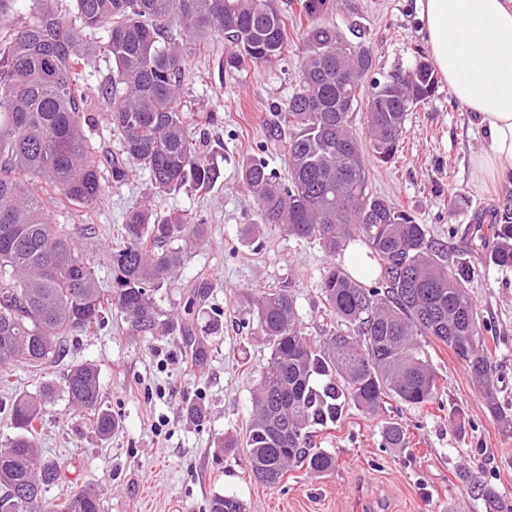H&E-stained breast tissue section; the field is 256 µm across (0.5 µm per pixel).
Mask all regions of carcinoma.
I'll return each mask as SVG.
<instances>
[{
    "instance_id": "cac0c4a2",
    "label": "carcinoma",
    "mask_w": 512,
    "mask_h": 512,
    "mask_svg": "<svg viewBox=\"0 0 512 512\" xmlns=\"http://www.w3.org/2000/svg\"><path fill=\"white\" fill-rule=\"evenodd\" d=\"M17 2L0 0V368L44 369L59 360L63 342L101 328L114 308L137 336L174 331L155 294L187 246L206 233L201 220L161 214L147 200L126 213L122 243L100 259L89 251L95 226L76 224L74 236L53 223L48 194L91 210L103 189L102 170L121 183L131 165L148 171L154 194L215 186L222 168L202 157L197 138L211 113L191 121L182 100L187 60L218 34L229 42V67L274 66L288 47V13L280 0H72L66 13L56 0H30L28 20L15 27ZM297 5L306 19L298 79L275 106L271 135L288 158V177L280 180L259 155L242 161V181L258 204L259 223L250 231L277 224L287 236L318 240L332 257L358 238L380 272L368 270L374 278L368 286L337 263L324 270L320 301L330 326L319 340L301 326L292 282L249 300L250 321L270 357L259 370L244 438L250 476L269 486L292 466L314 475L333 471L336 457L313 446L311 430L336 425L349 408L374 414L388 398L417 407L433 402L436 374L422 348L428 338L466 364L489 411L512 430L484 351L470 265L449 257L408 210L368 189V163L395 157L408 113L433 96L431 64L421 55L409 73L398 68L375 80L363 141L350 113L375 65L370 47L324 19L335 0ZM176 25L178 39L171 32ZM90 46L112 62L94 97L85 84ZM101 105L119 135L110 156L84 131ZM470 246L511 267L512 211L485 231L475 227ZM103 264L112 271L110 288L100 285ZM58 392L93 416L100 437L119 426L99 409L100 371L91 362L71 365L60 383L45 379L37 394L14 397V433L0 445V512H42L48 488L61 478L33 435ZM382 441L402 447V425L388 423ZM62 512H101L100 498L81 489ZM209 512H245V506L232 493L216 494Z\"/></svg>"
}]
</instances>
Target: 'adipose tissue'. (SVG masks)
<instances>
[{"label":"adipose tissue","instance_id":"obj_1","mask_svg":"<svg viewBox=\"0 0 512 512\" xmlns=\"http://www.w3.org/2000/svg\"><path fill=\"white\" fill-rule=\"evenodd\" d=\"M416 10L438 74L488 139L477 171L512 174V0H416Z\"/></svg>","mask_w":512,"mask_h":512}]
</instances>
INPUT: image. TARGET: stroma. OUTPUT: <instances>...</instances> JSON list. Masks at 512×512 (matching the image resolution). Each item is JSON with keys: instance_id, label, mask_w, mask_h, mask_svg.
Listing matches in <instances>:
<instances>
[{"instance_id": "35a3bbf8", "label": "stroma", "mask_w": 512, "mask_h": 512, "mask_svg": "<svg viewBox=\"0 0 512 512\" xmlns=\"http://www.w3.org/2000/svg\"><path fill=\"white\" fill-rule=\"evenodd\" d=\"M328 19L339 28L357 25L379 73L410 68L429 55L420 34L415 0H336ZM297 37L273 67L231 69L224 38L213 37L191 57L184 79L189 116L213 113L203 129L206 154L219 157L223 179L207 191L182 190L157 197L159 212L182 211L207 226L201 245L188 249L167 288L162 310L188 313L201 349L192 356L182 336L131 335L120 313L101 329L68 342L54 368L74 362L100 369V407L120 422L98 437L88 417L64 398L46 408L36 437L45 458L61 470L47 493L58 505L80 488H94L101 512H208L214 495L232 492L246 512H512V431L489 412L468 367L444 344L428 340L427 358L437 379L433 403L415 407L390 400L367 415L348 410L329 429H316L317 447L336 457L335 471L318 477L292 469L276 486L251 479L247 451L219 452L225 433L244 432L252 413L251 391L270 351L243 307L292 281L308 336H324L319 282L329 258L318 241L286 236L274 224L248 231L258 206L240 176L243 158L256 154L274 130L275 105L296 84ZM485 137L445 82L410 112L395 158L369 166V189L411 211L430 238L475 271L470 286L486 324L485 345L496 364L500 405L512 417V268L494 265L449 227L512 209V177L477 182L474 159ZM151 188L147 171L131 168L124 182L105 183L92 215L96 243H118L126 211ZM199 408L201 420L190 419ZM461 418H454L452 409ZM406 430L400 448L382 445L386 423Z\"/></svg>"}]
</instances>
